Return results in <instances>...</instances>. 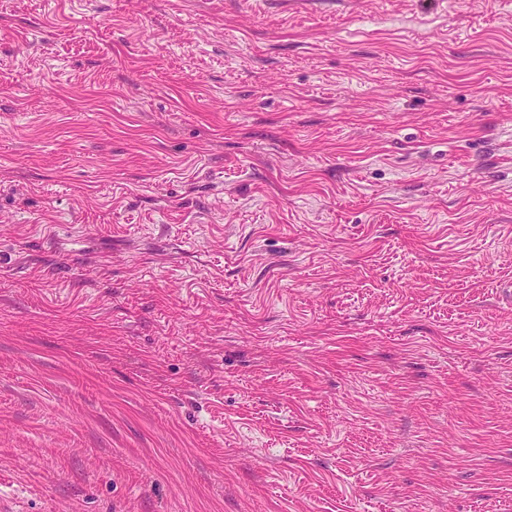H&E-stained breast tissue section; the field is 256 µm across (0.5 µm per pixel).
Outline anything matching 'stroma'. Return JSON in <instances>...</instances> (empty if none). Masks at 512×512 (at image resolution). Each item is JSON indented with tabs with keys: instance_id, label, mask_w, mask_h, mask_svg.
I'll list each match as a JSON object with an SVG mask.
<instances>
[{
	"instance_id": "obj_1",
	"label": "stroma",
	"mask_w": 512,
	"mask_h": 512,
	"mask_svg": "<svg viewBox=\"0 0 512 512\" xmlns=\"http://www.w3.org/2000/svg\"><path fill=\"white\" fill-rule=\"evenodd\" d=\"M512 0H0V512H512Z\"/></svg>"
}]
</instances>
